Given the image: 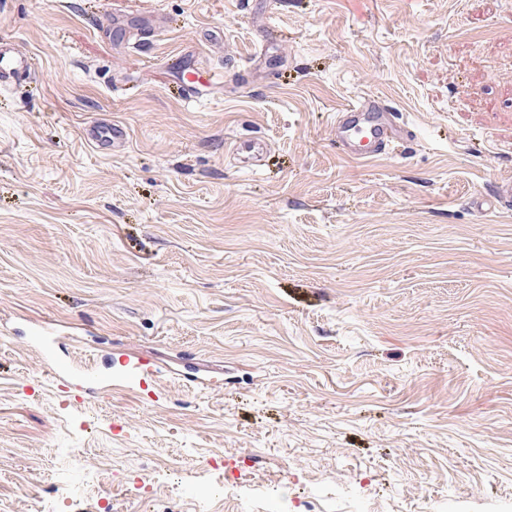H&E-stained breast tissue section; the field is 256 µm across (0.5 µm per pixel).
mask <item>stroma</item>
<instances>
[{"label":"stroma","mask_w":512,"mask_h":512,"mask_svg":"<svg viewBox=\"0 0 512 512\" xmlns=\"http://www.w3.org/2000/svg\"><path fill=\"white\" fill-rule=\"evenodd\" d=\"M0 37L33 58L0 88V512H100L66 448L112 512L228 475L242 512H512V207H471L512 183V0H0ZM368 97L411 134L358 162ZM44 321L148 389L55 381ZM83 138L102 151H114L124 148L129 142L128 128L115 121H98L85 126L82 131Z\"/></svg>","instance_id":"35a3bbf8"}]
</instances>
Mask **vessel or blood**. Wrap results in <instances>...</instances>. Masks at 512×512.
I'll list each match as a JSON object with an SVG mask.
<instances>
[{"label": "vessel or blood", "mask_w": 512, "mask_h": 512, "mask_svg": "<svg viewBox=\"0 0 512 512\" xmlns=\"http://www.w3.org/2000/svg\"><path fill=\"white\" fill-rule=\"evenodd\" d=\"M32 66L30 56L18 52L9 39L0 38L1 85L10 84L30 74ZM335 131L336 139L343 146L346 155L356 159L388 152L409 134L408 127L398 123L391 112L375 100H361L340 109L336 114ZM82 135L87 142L103 151L124 147L130 138L128 128L115 121H99L86 126ZM56 334L52 324L44 323L35 330L32 337L33 342L45 348L54 378L75 380L87 394L96 393L114 384L123 386L145 381L147 371L141 367L114 380L74 371L70 362L57 349Z\"/></svg>", "instance_id": "obj_1"}]
</instances>
